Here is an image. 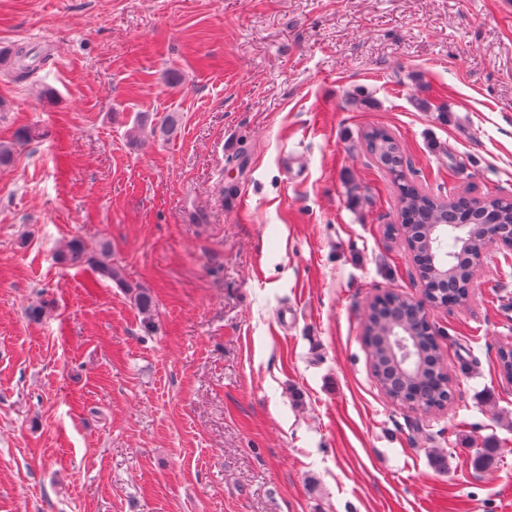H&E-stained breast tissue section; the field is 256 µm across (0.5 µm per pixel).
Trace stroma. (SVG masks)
Here are the masks:
<instances>
[{
	"label": "stroma",
	"instance_id": "obj_1",
	"mask_svg": "<svg viewBox=\"0 0 512 512\" xmlns=\"http://www.w3.org/2000/svg\"><path fill=\"white\" fill-rule=\"evenodd\" d=\"M20 48L0 143L43 135L0 166V512H512V260L427 310L457 401L392 403L367 306L420 292L361 146L512 196V0H0ZM140 112L178 134L130 139ZM74 238L122 282L58 264Z\"/></svg>",
	"mask_w": 512,
	"mask_h": 512
}]
</instances>
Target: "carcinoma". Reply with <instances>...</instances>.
Wrapping results in <instances>:
<instances>
[{
    "label": "carcinoma",
    "mask_w": 512,
    "mask_h": 512,
    "mask_svg": "<svg viewBox=\"0 0 512 512\" xmlns=\"http://www.w3.org/2000/svg\"><path fill=\"white\" fill-rule=\"evenodd\" d=\"M35 136V130L23 127L15 133L13 142L0 144V165L13 161L16 148ZM365 150L371 161L390 178L396 190L400 223L410 225L407 241L416 251L433 249L435 264H422L418 276L424 282L427 297L437 305H460L468 300L473 282L481 268L484 249V225L503 224V231L512 226V199L505 197H475L467 192L444 198L433 193L414 179L405 169L404 153L397 138L383 128H372L363 133ZM467 224L470 231L469 247L459 246L454 225ZM110 247L106 243L89 251L83 241L72 240L56 255L60 263L70 266L85 262L96 265L98 272L115 282L123 283L120 271L109 260ZM134 294V303L146 319L155 310L153 295L145 288L125 285ZM404 309L407 325L416 331L415 343L421 369L413 378L404 377L390 362L385 349V318L390 306ZM363 337L373 376L377 384L392 400L407 405L411 410H442L454 403L456 389L451 377L441 370V355L436 337L427 324L421 309L412 300L388 293L378 307H369Z\"/></svg>",
    "instance_id": "obj_1"
}]
</instances>
